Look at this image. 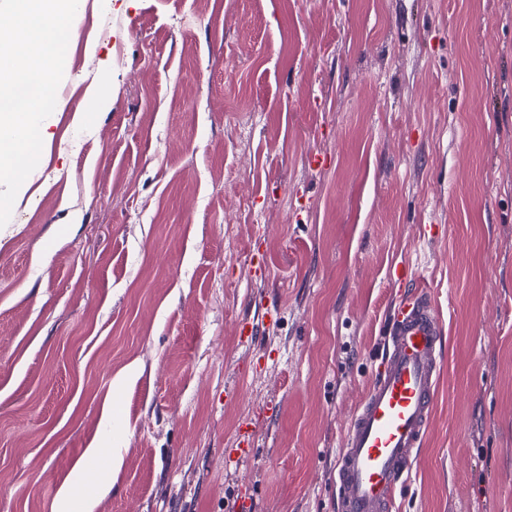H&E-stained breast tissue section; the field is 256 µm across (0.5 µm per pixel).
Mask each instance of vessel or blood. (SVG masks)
Masks as SVG:
<instances>
[{"label":"vessel or blood","instance_id":"vessel-or-blood-1","mask_svg":"<svg viewBox=\"0 0 512 512\" xmlns=\"http://www.w3.org/2000/svg\"><path fill=\"white\" fill-rule=\"evenodd\" d=\"M443 324L425 285L392 308L375 378L336 458L341 512H393L431 423Z\"/></svg>","mask_w":512,"mask_h":512}]
</instances>
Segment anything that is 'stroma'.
Listing matches in <instances>:
<instances>
[{
  "mask_svg": "<svg viewBox=\"0 0 512 512\" xmlns=\"http://www.w3.org/2000/svg\"><path fill=\"white\" fill-rule=\"evenodd\" d=\"M60 86L0 228V512H337L401 268L446 345L398 512H512V0H84Z\"/></svg>",
  "mask_w": 512,
  "mask_h": 512,
  "instance_id": "1",
  "label": "stroma"
}]
</instances>
